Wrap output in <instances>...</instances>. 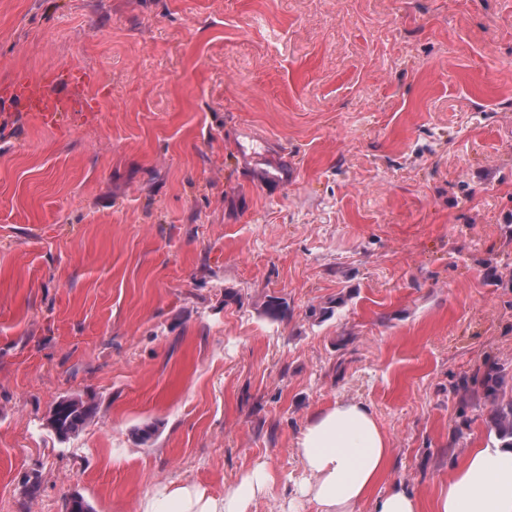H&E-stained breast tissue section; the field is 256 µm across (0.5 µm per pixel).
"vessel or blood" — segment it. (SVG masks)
I'll list each match as a JSON object with an SVG mask.
<instances>
[{"instance_id": "vessel-or-blood-1", "label": "vessel or blood", "mask_w": 512, "mask_h": 512, "mask_svg": "<svg viewBox=\"0 0 512 512\" xmlns=\"http://www.w3.org/2000/svg\"><path fill=\"white\" fill-rule=\"evenodd\" d=\"M0 104L18 107L46 127L55 126L65 110L94 112L98 109L96 100L87 93L85 77L75 71L61 72L53 68L16 71L10 81L0 84Z\"/></svg>"}]
</instances>
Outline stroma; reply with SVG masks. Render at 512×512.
Returning a JSON list of instances; mask_svg holds the SVG:
<instances>
[{"label":"stroma","mask_w":512,"mask_h":512,"mask_svg":"<svg viewBox=\"0 0 512 512\" xmlns=\"http://www.w3.org/2000/svg\"><path fill=\"white\" fill-rule=\"evenodd\" d=\"M46 67L99 110H0V512L259 465L279 512L340 399L427 504L496 437L450 388L512 398V0H0V83ZM95 409L93 403L84 401L77 396L75 401L59 411L55 416V433L61 438H70L92 418Z\"/></svg>","instance_id":"1"}]
</instances>
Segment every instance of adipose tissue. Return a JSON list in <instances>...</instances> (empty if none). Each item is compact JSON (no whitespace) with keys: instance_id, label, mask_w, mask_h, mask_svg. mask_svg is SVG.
<instances>
[{"instance_id":"ef3b65f1","label":"adipose tissue","mask_w":512,"mask_h":512,"mask_svg":"<svg viewBox=\"0 0 512 512\" xmlns=\"http://www.w3.org/2000/svg\"><path fill=\"white\" fill-rule=\"evenodd\" d=\"M302 476L288 495L289 505L306 498L317 512H357L371 501L372 512H424L417 493L404 482L381 495L373 489L392 464L387 436L362 402L342 400L315 413L297 442ZM273 477L256 469L223 498L205 497L187 486L163 487L146 495L141 512H247L269 489ZM433 512H512V445L491 439L468 449L435 494Z\"/></svg>"}]
</instances>
